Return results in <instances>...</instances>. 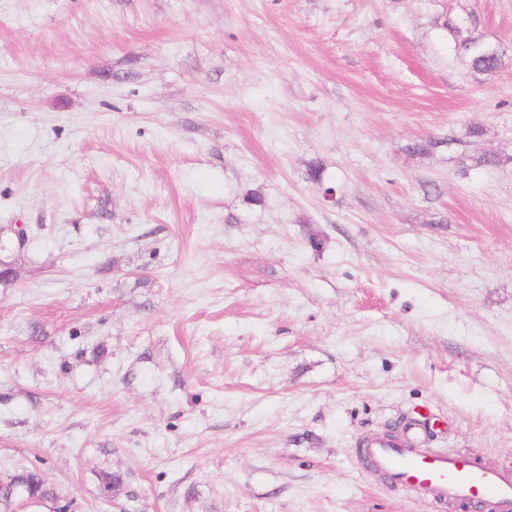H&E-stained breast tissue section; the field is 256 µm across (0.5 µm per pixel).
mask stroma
<instances>
[{
    "mask_svg": "<svg viewBox=\"0 0 512 512\" xmlns=\"http://www.w3.org/2000/svg\"><path fill=\"white\" fill-rule=\"evenodd\" d=\"M0 241V477L464 512L354 449L512 464V0H0ZM482 43L474 42L470 49V67L479 74L493 75L504 66L503 55L493 48L481 46ZM494 53H490V51Z\"/></svg>",
    "mask_w": 512,
    "mask_h": 512,
    "instance_id": "1",
    "label": "stroma"
}]
</instances>
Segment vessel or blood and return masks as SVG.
<instances>
[{"mask_svg":"<svg viewBox=\"0 0 512 512\" xmlns=\"http://www.w3.org/2000/svg\"><path fill=\"white\" fill-rule=\"evenodd\" d=\"M355 455L363 468L393 487L453 503L486 502L495 512H512V472L488 466L475 455L379 439L361 443Z\"/></svg>","mask_w":512,"mask_h":512,"instance_id":"vessel-or-blood-1","label":"vessel or blood"}]
</instances>
